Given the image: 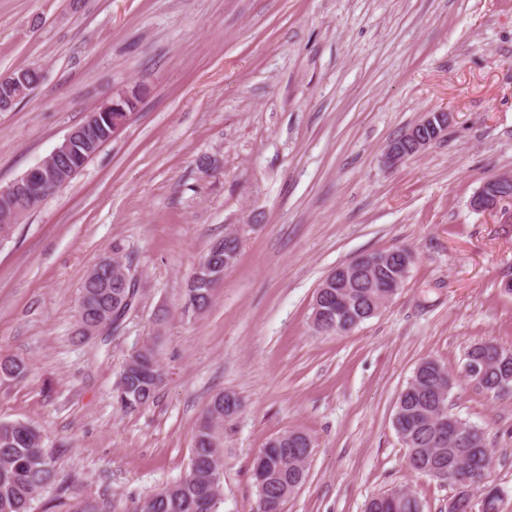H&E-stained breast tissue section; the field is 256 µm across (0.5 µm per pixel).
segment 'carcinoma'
<instances>
[{"label":"carcinoma","mask_w":512,"mask_h":512,"mask_svg":"<svg viewBox=\"0 0 512 512\" xmlns=\"http://www.w3.org/2000/svg\"><path fill=\"white\" fill-rule=\"evenodd\" d=\"M117 113H101L93 128L79 125L68 152L55 158L51 168L57 184L75 177L112 137V120ZM48 193L31 195L18 180L13 196L0 197V239L11 235L16 225L35 209ZM241 239L224 236L212 243L187 284L183 306L195 311L206 309L220 279L219 268L230 253L240 251ZM412 251L407 247L363 253L335 269L324 280L312 304V325L322 334L347 333L376 316L404 286L411 267ZM131 264L120 257L101 262L84 279L80 290L83 315L97 323L96 329H115L130 310L136 293L122 287L120 280L131 273ZM464 362L474 363L484 372L482 391L495 389L512 377V349L491 341L469 346ZM162 375L154 350L143 347L132 352L120 378L128 386L132 404H120L132 413L152 404L158 394L154 375ZM451 378L448 370L433 359L419 362L399 394L393 425L406 446L411 470L427 475L433 469L448 471V484L460 499L478 512H498L500 492L485 479L492 456L482 429L448 413ZM241 407L233 392H219L208 402L196 428L187 474L147 495L132 512H219L222 463L221 433L224 421ZM314 441L303 431H286L272 438L263 448L268 460L266 480L255 485L252 512H282L285 499L305 481L304 461L311 456ZM57 474L43 447L40 432L20 421L0 422V512H30L36 495L56 481ZM68 512H111L110 505L96 499H79ZM365 512H423L422 502L412 493L395 499L386 492L373 496Z\"/></svg>","instance_id":"cac0c4a2"}]
</instances>
